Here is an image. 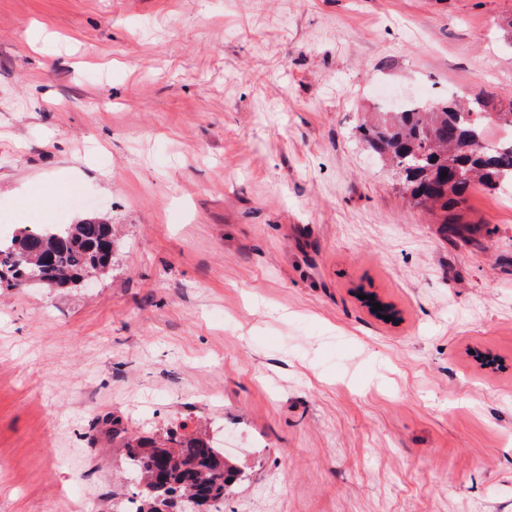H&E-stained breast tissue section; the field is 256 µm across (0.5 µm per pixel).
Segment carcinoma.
<instances>
[{
	"instance_id": "cac0c4a2",
	"label": "carcinoma",
	"mask_w": 512,
	"mask_h": 512,
	"mask_svg": "<svg viewBox=\"0 0 512 512\" xmlns=\"http://www.w3.org/2000/svg\"><path fill=\"white\" fill-rule=\"evenodd\" d=\"M496 128L504 136L484 151L475 145ZM362 140L392 167L411 197L445 215L443 233L465 238L469 229L448 219L476 186L512 190V99L490 105L482 98L416 103L410 111L378 112L359 127ZM447 176H442V173ZM112 264V225L61 224L23 228L0 243V285L19 287L33 273L58 288ZM112 438L123 440L126 463L145 487L133 493L136 512H203L224 502V490L241 470L202 436L170 434L164 442L127 434L112 420Z\"/></svg>"
}]
</instances>
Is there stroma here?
I'll return each instance as SVG.
<instances>
[{
  "label": "stroma",
  "instance_id": "stroma-1",
  "mask_svg": "<svg viewBox=\"0 0 512 512\" xmlns=\"http://www.w3.org/2000/svg\"><path fill=\"white\" fill-rule=\"evenodd\" d=\"M510 17L0 0V240L103 214L115 249L0 288V512H124L114 418L235 435L224 512H512V192L454 242L358 131L395 94L511 99Z\"/></svg>",
  "mask_w": 512,
  "mask_h": 512
}]
</instances>
